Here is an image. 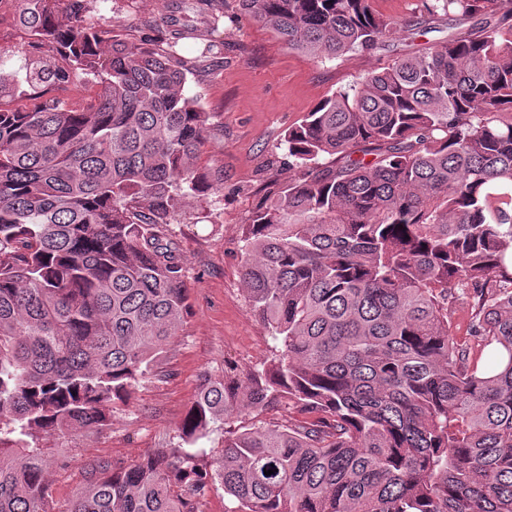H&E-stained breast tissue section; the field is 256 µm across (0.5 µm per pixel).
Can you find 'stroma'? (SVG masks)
I'll return each instance as SVG.
<instances>
[{
	"instance_id": "stroma-1",
	"label": "stroma",
	"mask_w": 512,
	"mask_h": 512,
	"mask_svg": "<svg viewBox=\"0 0 512 512\" xmlns=\"http://www.w3.org/2000/svg\"><path fill=\"white\" fill-rule=\"evenodd\" d=\"M86 18L136 43L153 41L157 24L170 19L171 30L181 35L179 54L201 61L188 73L184 91L211 115L212 131L195 164L223 173L224 189L180 203L174 240L191 309L158 370L139 379L127 403L115 405L110 428L45 441L44 475L56 512L86 486L95 465H126L150 449L177 445L203 375L269 363L279 344L251 311L241 246L257 204L294 173L282 145L288 128L340 86L448 34L442 24L425 34L401 27L375 55L319 60L245 18L238 0H224L219 11L204 0H89Z\"/></svg>"
}]
</instances>
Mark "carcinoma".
Segmentation results:
<instances>
[{"instance_id":"obj_1","label":"carcinoma","mask_w":512,"mask_h":512,"mask_svg":"<svg viewBox=\"0 0 512 512\" xmlns=\"http://www.w3.org/2000/svg\"><path fill=\"white\" fill-rule=\"evenodd\" d=\"M12 2L27 53L65 65L0 69V101H31L0 108V512H52L41 441L109 426L154 371L189 312L178 201L224 175L194 166L210 115L177 39L122 41L88 0ZM238 2L320 59L375 54L393 25L371 0ZM420 15L472 28L308 112L285 135L295 175L247 225L242 280L279 354L204 376L182 445L98 465L65 512H202L217 483L229 512H512V0ZM82 73L96 99L53 96ZM283 400L314 419L231 432L202 464L228 417Z\"/></svg>"}]
</instances>
